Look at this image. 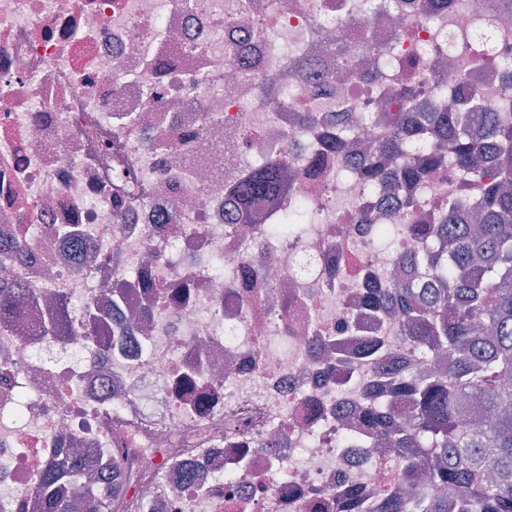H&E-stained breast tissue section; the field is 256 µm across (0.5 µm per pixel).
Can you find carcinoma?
I'll return each instance as SVG.
<instances>
[{"mask_svg":"<svg viewBox=\"0 0 512 512\" xmlns=\"http://www.w3.org/2000/svg\"><path fill=\"white\" fill-rule=\"evenodd\" d=\"M382 52L356 39L336 45V63L351 68L375 90L380 105L370 114L372 150L351 166L354 152L344 132L336 133L329 150L336 165L377 188L392 190L425 183L443 163L472 187L474 207L448 200V211L427 221H410L408 231L428 239L417 267L403 272L387 288L372 292L364 303L381 313L394 311L402 320L399 344L407 354L398 363L384 357L378 343H368L363 355L391 376L394 394L406 417L402 424L373 409L365 413L374 432L396 449L403 470L413 476L431 474L433 482L458 496L466 512H512V122L482 108L479 93L467 75L457 78L459 112L417 111L418 85L429 83L430 95L448 94V83L436 73L406 72L390 91L362 69L365 56ZM296 90H306L311 57L288 53ZM257 99L276 89L270 74L254 79ZM292 174L281 156L248 166L224 187L233 212L229 224H257L263 208L279 204L289 192ZM313 213L303 201L283 215L281 224H304ZM20 285L0 282V322H9ZM106 308L95 302L81 315L61 300L49 311L47 331L53 336L78 337L85 350L105 345ZM444 354L448 368L415 375L411 362L419 354ZM85 473L84 459L73 455L40 477L45 512H73L76 504L66 488L83 496L86 512H115L122 502L100 503L77 487ZM388 512H448V501L422 488L412 498L395 497Z\"/></svg>","mask_w":512,"mask_h":512,"instance_id":"obj_1","label":"carcinoma"}]
</instances>
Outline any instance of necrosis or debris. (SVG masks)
Masks as SVG:
<instances>
[{
    "instance_id": "obj_1",
    "label": "necrosis or debris",
    "mask_w": 512,
    "mask_h": 512,
    "mask_svg": "<svg viewBox=\"0 0 512 512\" xmlns=\"http://www.w3.org/2000/svg\"><path fill=\"white\" fill-rule=\"evenodd\" d=\"M420 2L353 0L349 18L389 56L471 74L485 107L512 100V81L473 66L512 63V7L450 0L424 21ZM348 35L322 0H0V278L34 292L0 326V512H43L37 477L65 448L94 461L97 497L122 482L131 512H337L351 495L387 512L416 487L363 420L392 393L363 344L399 354L401 323L352 301L420 251L400 214L463 190L448 173L382 196L335 162L310 172L337 107L368 131L355 74L317 68L310 92L269 103L252 90L289 47L324 56ZM283 153L313 221L286 237L270 231L277 208L226 223L225 182ZM133 182L153 191L128 205ZM63 224L80 225L84 265ZM123 271L144 279L134 321L106 290ZM59 298L111 306L122 331L93 359L36 336Z\"/></svg>"
}]
</instances>
